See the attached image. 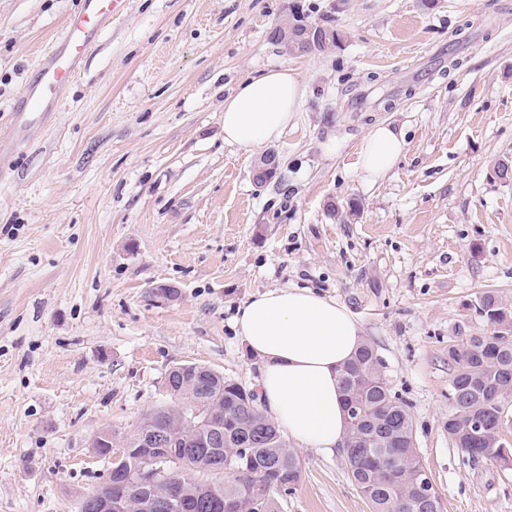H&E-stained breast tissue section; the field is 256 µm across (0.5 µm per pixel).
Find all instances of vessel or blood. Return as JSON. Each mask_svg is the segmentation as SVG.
<instances>
[{"mask_svg":"<svg viewBox=\"0 0 512 512\" xmlns=\"http://www.w3.org/2000/svg\"><path fill=\"white\" fill-rule=\"evenodd\" d=\"M129 0H78L60 36L43 53L22 96L10 109L13 124L43 125L58 111L64 94L96 50L99 39Z\"/></svg>","mask_w":512,"mask_h":512,"instance_id":"obj_1","label":"vessel or blood"}]
</instances>
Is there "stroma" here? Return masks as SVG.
Listing matches in <instances>:
<instances>
[{"instance_id": "35a3bbf8", "label": "stroma", "mask_w": 512, "mask_h": 512, "mask_svg": "<svg viewBox=\"0 0 512 512\" xmlns=\"http://www.w3.org/2000/svg\"><path fill=\"white\" fill-rule=\"evenodd\" d=\"M75 6L0 0V512H79L173 366L257 388L235 310L288 287L358 321L444 512H512V466L444 429L449 345L489 333L483 292L512 305V0H130L25 138L9 109ZM295 10L338 43L285 53L269 32ZM278 68L305 88L295 120L265 150L225 143V96ZM380 121L406 147L371 184ZM159 283L174 301L149 300ZM295 453L282 512H371L343 453ZM405 150L400 132L384 122L370 127L359 147V173L366 182L385 177L399 162Z\"/></svg>"}]
</instances>
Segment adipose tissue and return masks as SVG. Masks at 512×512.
Instances as JSON below:
<instances>
[{
	"instance_id": "1",
	"label": "adipose tissue",
	"mask_w": 512,
	"mask_h": 512,
	"mask_svg": "<svg viewBox=\"0 0 512 512\" xmlns=\"http://www.w3.org/2000/svg\"><path fill=\"white\" fill-rule=\"evenodd\" d=\"M304 95L288 69L247 77L224 100L225 142L258 148L277 140ZM404 150L402 134L391 125L371 126L359 147L361 178L385 177ZM233 321L260 362L258 386L268 419L298 445L341 447L347 421L338 375L362 343L351 312L307 288H275L243 301Z\"/></svg>"
}]
</instances>
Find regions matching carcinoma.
<instances>
[{"mask_svg": "<svg viewBox=\"0 0 512 512\" xmlns=\"http://www.w3.org/2000/svg\"><path fill=\"white\" fill-rule=\"evenodd\" d=\"M294 34L288 50L309 54L336 44L339 34L314 26L298 11L288 16ZM475 310L493 327L486 336H470L448 346L453 373L448 382L450 412L448 439L470 459L512 465V448L503 438L504 401L512 398V307L492 292L481 294ZM339 384L345 406L358 405L361 417L348 425L345 462L348 474L371 507V512H443L439 495L428 502L418 492L423 464L415 448L409 405L392 393L381 359L364 343L341 369ZM166 396L173 406L159 405L147 414L124 447L120 468H111L102 483L81 503V512H94L97 497L121 499L117 512H223L233 499L237 512H282L284 496L301 478V464L276 426L267 423L251 389L217 372L198 377L191 371L168 373ZM224 412V447L187 448L188 461L179 467L171 489L173 506L156 509L144 491L129 486V475L143 464L137 440L167 426L173 434L187 429L202 434L209 409ZM483 429L473 434L471 419ZM222 473L218 483L189 478V474Z\"/></svg>", "mask_w": 512, "mask_h": 512, "instance_id": "obj_1", "label": "carcinoma"}]
</instances>
